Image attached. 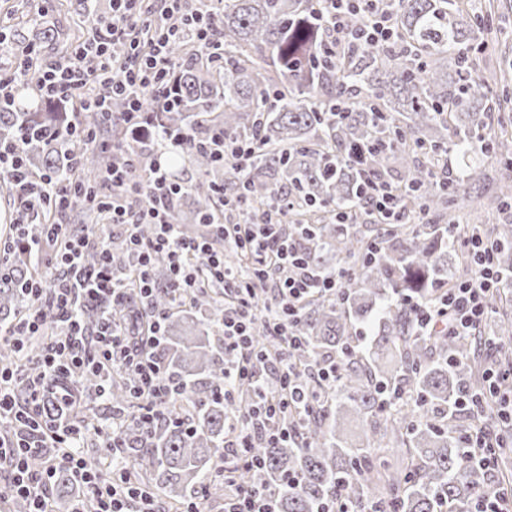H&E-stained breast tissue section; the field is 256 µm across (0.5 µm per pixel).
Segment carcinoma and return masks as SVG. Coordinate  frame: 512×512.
I'll list each match as a JSON object with an SVG mask.
<instances>
[{"mask_svg":"<svg viewBox=\"0 0 512 512\" xmlns=\"http://www.w3.org/2000/svg\"><path fill=\"white\" fill-rule=\"evenodd\" d=\"M397 37L344 53L321 63L323 23L315 0H224V62L214 50L175 43L177 105L169 111L148 103L149 131L180 132L193 144L172 154L173 174L185 168L195 177L183 183L171 211L185 236L188 226L206 224L217 211L214 189L224 186L247 204L249 219L267 222L269 206L284 192L298 205L288 212V234L302 241L305 258L328 271L323 254L342 256L352 271L340 299L315 297L303 307L294 331L302 346L294 354L297 379L308 384L317 364L334 360L336 379L314 387L307 410L285 415L279 425L289 439L251 449L261 460L241 468L234 481L271 493L277 512H318L336 494L354 509L370 512H470L491 486V469L482 455L463 447L466 430L458 416L492 427L502 423L483 402L485 365L481 345L512 335V321L492 317L474 336L462 339L439 332L424 335L412 303L451 287L467 273L463 259L465 229L455 224H395L368 237L362 227L379 225L363 207L365 181L388 182L405 213L417 210L443 219L450 208L469 201L479 212L512 201V178L502 177L498 194L468 197V187L488 178L484 159L512 167V132L495 127V114L509 111V100L494 96L489 79L470 57L479 30L477 13L490 18L493 0L476 9L464 0H389ZM80 38L94 33L97 13L89 0L79 11ZM71 109L33 105L26 112L0 110V142L17 145L27 167L66 180L72 158L80 157L85 184L112 169V152L88 151L68 138ZM83 121L108 134L127 138L126 129L99 112ZM215 127L232 138L253 140L258 149L245 169L221 163L203 148ZM361 147L360 162L347 159ZM453 154L458 175H437L435 162ZM344 213L351 223H335ZM498 244L497 264L512 276V223L490 228ZM107 257L121 278L123 297L86 298L77 318L90 332L104 317L133 327L144 313L164 316L156 356L180 393L172 396L167 417L140 426L129 381L120 371L88 372L74 379L47 382L42 411L50 422L62 419L79 430V443L94 448L93 463L105 454L99 418L87 400L100 391L112 411L129 420L120 430L124 448L116 462L131 479L174 507L196 500L201 512L224 495L225 424L241 411L217 391L224 388V362L234 355L217 350L215 322L195 313L222 312L219 287L211 285L182 301L173 291L167 260L153 262L154 292L138 295V261L127 240H111ZM102 254L87 248L85 275L97 272ZM40 277L32 254L14 250L0 256V326L13 325L29 305L24 287ZM372 324L370 344H360L358 326ZM258 348L269 356L283 349L280 340L258 334ZM42 341L29 342L23 361L11 353L0 358L20 369L17 388L36 373ZM61 391L71 405L55 397ZM362 425L352 442L345 420ZM300 483L288 487V476ZM56 512H75L79 495L70 473L53 479Z\"/></svg>","mask_w":512,"mask_h":512,"instance_id":"cac0c4a2","label":"carcinoma"}]
</instances>
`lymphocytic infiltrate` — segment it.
<instances>
[{
	"mask_svg": "<svg viewBox=\"0 0 512 512\" xmlns=\"http://www.w3.org/2000/svg\"><path fill=\"white\" fill-rule=\"evenodd\" d=\"M325 29L327 56L353 50L364 43L386 42L393 35V18L378 0H319ZM223 0H159L158 7L146 6L144 0H112L111 14L98 18L92 40L72 52L65 61L45 59L41 62L38 81L28 92L34 102L73 104L84 108L82 95L93 88L97 97L94 108L106 109L109 102L121 100V118L132 140L118 148L119 160L112 167L110 192L89 196L83 183L75 178L61 181L54 176L31 173L16 149L0 147V174L16 187L22 204L16 210L15 230L11 237H0V253L8 250L38 251L51 242L64 240L65 249L54 252L52 259L59 272L49 280L31 283L32 301L23 318L10 328H0V345L22 351L31 337L40 335L45 312H53L66 333L61 339L46 343L37 360L38 375L27 382L28 397L16 398V380L12 372L0 365V424L11 423L10 435L0 434V466L10 472L4 489L8 495L26 499L29 512H52V478L57 471H68L79 484L82 502L92 504L93 512H159L154 499L139 487L126 482L114 467L95 466L83 456L75 438L66 434L61 423L45 422L40 408L45 395L43 376L69 374L87 368H123L132 376L134 398L148 395L152 404L140 411L142 423H150L158 408L176 392L160 363L127 336L116 320L106 321L95 333H88L74 313L79 297L101 294L119 295L117 277L109 264L84 281L72 280L69 272L78 266L87 236L71 233L59 221L74 207L93 202L107 214L110 223L134 227L151 224L156 228L149 239H138L134 248L139 255V285L143 297H150L153 285L150 265L157 256H165L179 291L201 288L215 282L224 292L222 328L224 348L237 360L224 369V396H235L236 381L253 382L254 390L242 416L228 426L224 441V466L255 465L249 453L255 441H279L270 422L280 414L306 405L305 389L296 386L290 375L287 354L254 363L250 357L257 328L252 321L256 307L268 314V335L286 340L297 347L299 339L290 332L301 304L310 297H339L350 283L347 270L322 274L312 268L297 244L287 242L269 228L251 223L246 205L219 193L221 208L232 209L233 221L215 222L214 227L227 246L246 254L251 269L242 277L227 270L222 256L212 252L202 238L184 237L173 224L172 199L181 190L163 156L185 147V140L159 137L148 144L140 116L146 101L166 108L165 93L173 83L176 64L168 50L175 40L204 46L223 43L221 13ZM360 14L364 23L352 28L350 18ZM184 16L183 25L161 27L157 16ZM128 48L123 58H115L116 44ZM56 214L55 223L34 231L32 222L40 211ZM470 264L469 277L458 282L451 292L434 303L415 304L418 322L423 325L445 324L449 335L465 336L489 318L487 299L500 287L502 278L496 264L495 245L489 239L473 235L465 240ZM40 458V468L30 466Z\"/></svg>",
	"mask_w": 512,
	"mask_h": 512,
	"instance_id": "obj_1",
	"label": "lymphocytic infiltrate"
}]
</instances>
